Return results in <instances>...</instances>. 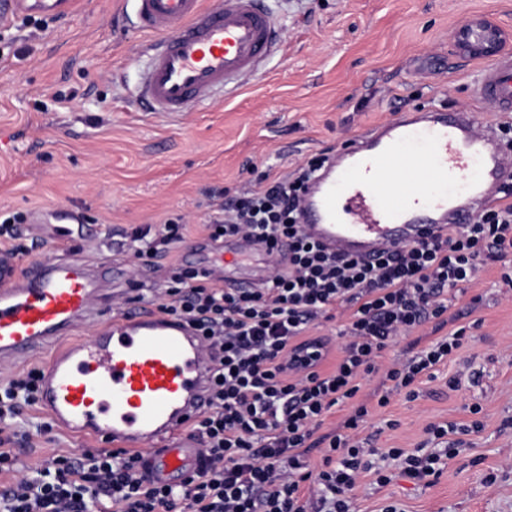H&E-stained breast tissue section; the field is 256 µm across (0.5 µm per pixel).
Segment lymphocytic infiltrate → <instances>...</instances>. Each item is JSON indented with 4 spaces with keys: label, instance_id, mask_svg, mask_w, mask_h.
<instances>
[{
    "label": "lymphocytic infiltrate",
    "instance_id": "1",
    "mask_svg": "<svg viewBox=\"0 0 512 512\" xmlns=\"http://www.w3.org/2000/svg\"><path fill=\"white\" fill-rule=\"evenodd\" d=\"M330 159L310 158L292 173L260 172L254 187L228 198L207 224L211 240L235 238L258 246L270 272L259 288H227L215 271L179 263L149 302L189 323L215 360L209 409L189 422L203 447L196 471L178 487L142 472L143 454L86 448L17 466L13 441H30L48 427H19L22 408L37 404L40 371L0 372V512H351L364 477L383 488L396 478L437 482L453 450L421 454L369 447L372 408L397 396L417 398L418 386L456 358L472 337L448 325L455 293L491 263L512 288V184L469 223L383 251L375 261L327 252L298 222L306 183ZM188 226L170 219L125 233L130 254L147 263L186 239ZM349 313L345 344L312 336L311 325ZM447 327L414 355L383 362L388 345L429 322ZM351 404L338 429L321 433L325 416ZM320 449V465L307 455ZM393 460L397 471L377 467Z\"/></svg>",
    "mask_w": 512,
    "mask_h": 512
}]
</instances>
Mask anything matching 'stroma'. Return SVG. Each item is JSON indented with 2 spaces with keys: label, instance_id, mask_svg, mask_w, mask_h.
<instances>
[{
  "label": "stroma",
  "instance_id": "obj_1",
  "mask_svg": "<svg viewBox=\"0 0 512 512\" xmlns=\"http://www.w3.org/2000/svg\"><path fill=\"white\" fill-rule=\"evenodd\" d=\"M281 34L277 57L230 98L218 97L180 120L138 112L132 101L150 33L138 30L123 0H76L73 11L51 16L44 29L9 22L22 47L0 61V215L17 214L19 245L39 260L69 254L115 260L114 304L131 300L138 283L159 288L166 259L133 271L119 250L122 232L183 218L189 239L172 254L196 262L224 254V272L247 280L267 272L256 252L238 260L232 240L203 230L221 190H240L255 169L288 173L332 147L342 150L374 126L412 109H471L488 124L474 80L482 56L456 54L451 35L476 15L512 35V0H271ZM65 207L85 224L83 239L55 240L31 224L32 213ZM480 304H472L473 296ZM460 321L481 320L462 361L441 366L417 399L395 397L372 418L378 448L425 446L431 423L470 424L481 404L486 426L431 486L405 479L373 489L362 484L353 512H512V289L488 268L451 301ZM459 375V389L448 378ZM396 428H387V421ZM90 439L51 430L18 445L20 463L93 447Z\"/></svg>",
  "mask_w": 512,
  "mask_h": 512
}]
</instances>
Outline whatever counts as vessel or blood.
I'll list each match as a JSON object with an SVG mask.
<instances>
[{"label": "vessel or blood", "mask_w": 512, "mask_h": 512, "mask_svg": "<svg viewBox=\"0 0 512 512\" xmlns=\"http://www.w3.org/2000/svg\"><path fill=\"white\" fill-rule=\"evenodd\" d=\"M140 30L154 34L134 103L180 119L217 90H241L279 50L267 0H132ZM74 0H0V17L62 16ZM481 102L512 112V53L477 74ZM507 178L502 147L476 112L409 111L344 147L309 182L301 222L327 250L365 259L462 224ZM53 238L82 232L78 215L39 213ZM113 262L51 257L0 267V362L48 351L38 404L53 426L77 438L144 451L151 481L182 485L200 444L185 433L209 399L213 364L184 322L140 304L100 323ZM93 336L70 342L75 327Z\"/></svg>", "instance_id": "b4317fda"}]
</instances>
